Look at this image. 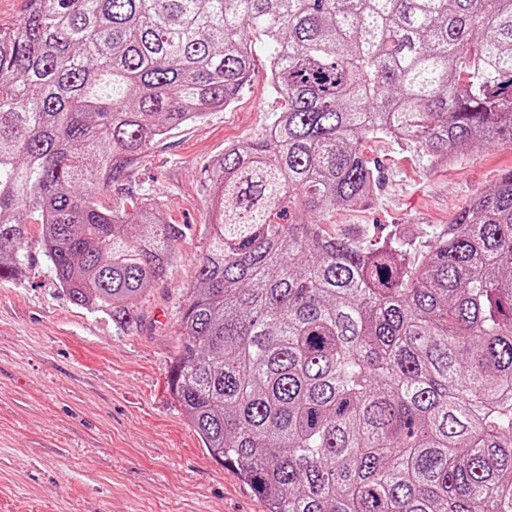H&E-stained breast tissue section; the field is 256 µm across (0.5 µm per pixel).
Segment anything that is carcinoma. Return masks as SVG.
<instances>
[{"label": "carcinoma", "mask_w": 512, "mask_h": 512, "mask_svg": "<svg viewBox=\"0 0 512 512\" xmlns=\"http://www.w3.org/2000/svg\"><path fill=\"white\" fill-rule=\"evenodd\" d=\"M256 39L284 106L209 168L173 396L267 512H512V170L421 242L292 215L369 194L372 139L512 144V0H27L0 23V278L35 220L70 300L131 322L182 229L95 197L231 105Z\"/></svg>", "instance_id": "carcinoma-1"}]
</instances>
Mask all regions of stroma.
<instances>
[{"instance_id": "35a3bbf8", "label": "stroma", "mask_w": 512, "mask_h": 512, "mask_svg": "<svg viewBox=\"0 0 512 512\" xmlns=\"http://www.w3.org/2000/svg\"><path fill=\"white\" fill-rule=\"evenodd\" d=\"M265 56L256 43L257 65L234 103L171 130L131 168L125 195L186 228L165 280L134 301L136 326L72 304L31 225L21 274L0 279V512H264L208 454L169 376L180 307L210 245L208 169L229 145L260 138L281 106ZM368 152L379 184L323 223L422 237L447 229L512 170L507 144L478 143L442 161L393 141Z\"/></svg>"}]
</instances>
